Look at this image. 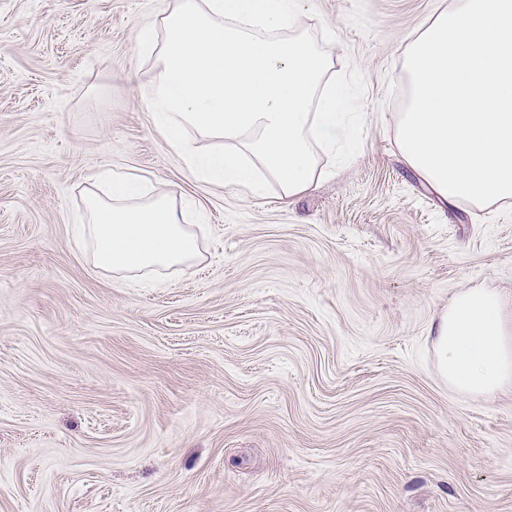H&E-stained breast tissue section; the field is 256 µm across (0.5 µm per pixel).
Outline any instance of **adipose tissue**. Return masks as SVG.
<instances>
[{
  "instance_id": "obj_1",
  "label": "adipose tissue",
  "mask_w": 512,
  "mask_h": 512,
  "mask_svg": "<svg viewBox=\"0 0 512 512\" xmlns=\"http://www.w3.org/2000/svg\"><path fill=\"white\" fill-rule=\"evenodd\" d=\"M302 9L303 0H172L134 29L135 49L155 59L145 104L201 180L255 195L271 180L290 198L315 182L319 154L355 146L353 89L329 77L323 46L297 31ZM105 183V195L86 204L97 267L135 274L200 258L189 198L150 195L128 173ZM430 333L450 387L512 391V309L501 293L461 291Z\"/></svg>"
}]
</instances>
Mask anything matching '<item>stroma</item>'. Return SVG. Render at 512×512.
I'll return each instance as SVG.
<instances>
[{"instance_id":"1","label":"stroma","mask_w":512,"mask_h":512,"mask_svg":"<svg viewBox=\"0 0 512 512\" xmlns=\"http://www.w3.org/2000/svg\"><path fill=\"white\" fill-rule=\"evenodd\" d=\"M440 2L305 0L363 117L286 200L156 130L132 32L170 0H0V512H512V391L449 389L429 334L464 289L512 306V206L443 203L394 137ZM106 170L193 198L201 258L97 268Z\"/></svg>"}]
</instances>
